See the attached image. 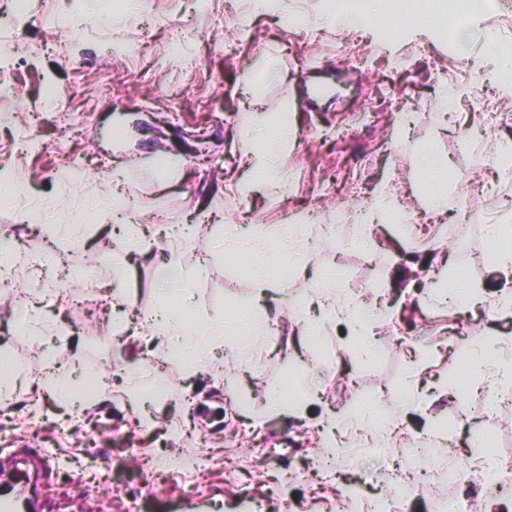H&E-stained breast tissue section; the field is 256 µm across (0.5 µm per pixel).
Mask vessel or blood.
Wrapping results in <instances>:
<instances>
[{
    "label": "vessel or blood",
    "mask_w": 512,
    "mask_h": 512,
    "mask_svg": "<svg viewBox=\"0 0 512 512\" xmlns=\"http://www.w3.org/2000/svg\"><path fill=\"white\" fill-rule=\"evenodd\" d=\"M0 457L9 460L12 471L10 479L0 481V512H40L32 490V470H50V457L32 448H1Z\"/></svg>",
    "instance_id": "vessel-or-blood-1"
}]
</instances>
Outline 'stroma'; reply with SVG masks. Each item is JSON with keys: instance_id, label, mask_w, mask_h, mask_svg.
Wrapping results in <instances>:
<instances>
[{"instance_id": "obj_1", "label": "stroma", "mask_w": 512, "mask_h": 512, "mask_svg": "<svg viewBox=\"0 0 512 512\" xmlns=\"http://www.w3.org/2000/svg\"><path fill=\"white\" fill-rule=\"evenodd\" d=\"M430 2L440 22L407 18L383 42L369 28L331 27L324 0H284L266 14L243 0H110L98 11L89 0H28L15 27L23 50L0 89V170L15 175L0 240L18 243L30 268L57 248L67 265L59 285L32 276L0 286V355L13 362L0 374L11 401L0 406V448L34 445L54 459L39 486L48 512H169L187 484L220 512H254L259 502L276 512L285 501L295 512H335L345 474L360 470L377 474L372 496L388 501L396 489L383 468L405 458L407 437L432 428L450 445L419 456L430 482L399 512H445L464 492L445 473L471 463L478 435L492 439L498 464L512 462V381L490 389L448 380L477 354L512 364V308L498 307L485 234L489 224L512 226V166L493 160L496 143H512V89L501 88L481 41L438 40L448 0ZM294 10L313 15L310 30L289 29ZM57 15L80 30L64 55L47 23ZM352 39L364 46L358 63L342 52ZM122 45L137 51L119 53ZM49 79L72 105L97 103L64 162L55 114H44L33 146L22 143ZM106 82L112 91L99 96ZM445 85L459 92L450 112L439 105ZM265 121L295 133L268 176L243 159ZM329 128L350 134L320 140ZM427 145L448 166L439 204L412 165ZM338 171L354 172L361 187L342 211L326 183ZM114 173L135 196L121 212L105 199ZM314 205L327 222L309 226L316 248L300 254L287 228ZM388 206L401 208L399 221L355 225V209ZM188 217L198 223L191 238L161 233ZM244 221L269 249L330 270L350 305L380 301L382 315L356 331L347 317L319 313L311 281L286 264L268 271L272 286L256 298L249 265L220 243L225 225ZM168 259L194 293L185 319L218 324L246 309L261 326L233 380L221 370L237 352L232 333L194 369L167 343L148 344L142 314L164 302ZM87 271L109 284L120 310L76 309ZM461 271L477 305L452 306L440 292ZM30 295L38 313L22 335L16 304ZM109 327L122 344L104 345ZM366 338L373 353L358 355ZM274 380L295 388L299 407L269 405ZM75 392L87 398L83 424L103 433L98 446L80 445L67 425ZM332 417L372 428L374 441L327 447L319 427ZM328 455L340 480L309 485L303 468ZM90 461L124 471L111 494L62 477Z\"/></svg>"}]
</instances>
